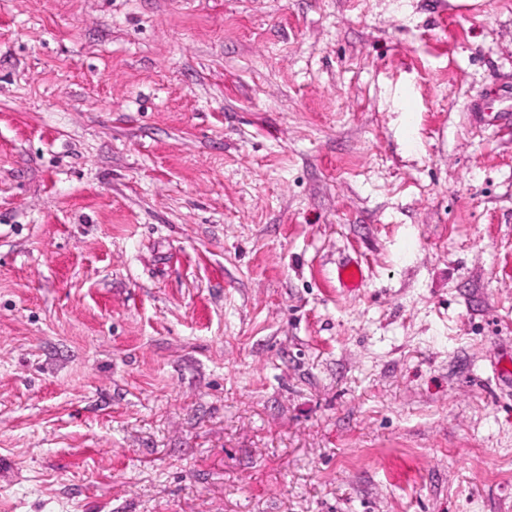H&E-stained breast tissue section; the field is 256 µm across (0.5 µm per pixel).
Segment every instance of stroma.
Here are the masks:
<instances>
[{"label": "stroma", "instance_id": "1", "mask_svg": "<svg viewBox=\"0 0 512 512\" xmlns=\"http://www.w3.org/2000/svg\"><path fill=\"white\" fill-rule=\"evenodd\" d=\"M509 91L512 0H0V512H512ZM336 280L340 288L355 292L362 288L365 276L362 266L355 261H347L336 268Z\"/></svg>", "mask_w": 512, "mask_h": 512}]
</instances>
